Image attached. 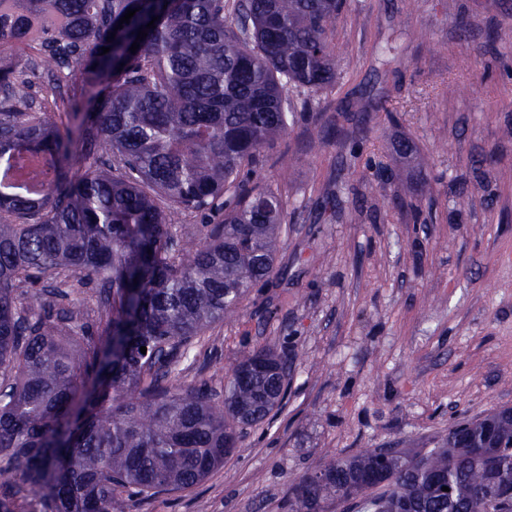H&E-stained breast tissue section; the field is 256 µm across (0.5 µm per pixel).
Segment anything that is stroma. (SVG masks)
Wrapping results in <instances>:
<instances>
[{"instance_id":"1","label":"stroma","mask_w":512,"mask_h":512,"mask_svg":"<svg viewBox=\"0 0 512 512\" xmlns=\"http://www.w3.org/2000/svg\"><path fill=\"white\" fill-rule=\"evenodd\" d=\"M333 41L335 87L288 88V130L242 173L284 202L275 275L173 373L220 398L269 345L284 400L202 482L124 512H288L328 457L432 448L512 408V0H344ZM0 62L31 109L83 98L47 53Z\"/></svg>"}]
</instances>
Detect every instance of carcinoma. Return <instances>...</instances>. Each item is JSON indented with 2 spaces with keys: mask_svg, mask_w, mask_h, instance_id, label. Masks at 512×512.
Returning a JSON list of instances; mask_svg holds the SVG:
<instances>
[{
  "mask_svg": "<svg viewBox=\"0 0 512 512\" xmlns=\"http://www.w3.org/2000/svg\"><path fill=\"white\" fill-rule=\"evenodd\" d=\"M341 6L0 0V52L47 48L91 93L66 122L57 106L25 112L19 75L0 66V158L46 187L0 192V512H120L124 495L193 487L280 405L291 362L270 346L243 353L221 400L165 380L181 348L274 274L281 195L239 175L288 128L286 86L334 83ZM101 149L112 169L72 170ZM160 198L224 220L176 238ZM93 281L111 297L103 337L75 304L34 307L45 282L66 298ZM356 499L361 512H512V408L450 425L424 453L333 457L294 483L288 507Z\"/></svg>",
  "mask_w": 512,
  "mask_h": 512,
  "instance_id": "1",
  "label": "carcinoma"
}]
</instances>
